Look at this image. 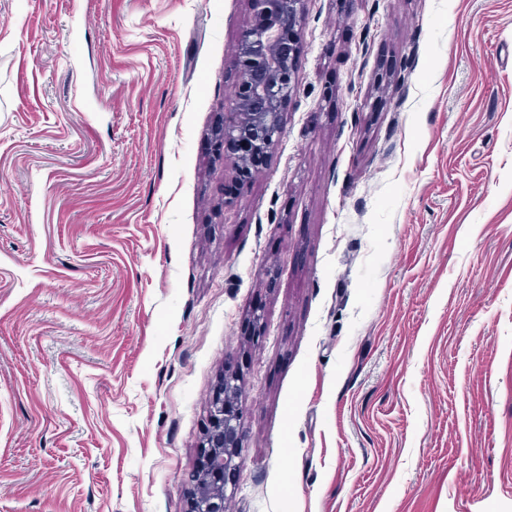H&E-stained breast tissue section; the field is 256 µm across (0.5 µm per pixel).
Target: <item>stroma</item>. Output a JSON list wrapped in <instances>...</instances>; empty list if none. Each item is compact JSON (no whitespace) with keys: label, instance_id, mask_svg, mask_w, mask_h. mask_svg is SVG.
<instances>
[{"label":"stroma","instance_id":"1","mask_svg":"<svg viewBox=\"0 0 512 512\" xmlns=\"http://www.w3.org/2000/svg\"><path fill=\"white\" fill-rule=\"evenodd\" d=\"M247 0H0V512H512V0H308L253 184ZM243 387L225 375L209 405L210 430L198 465L189 478L188 512H224L228 483L241 467L239 401Z\"/></svg>","mask_w":512,"mask_h":512}]
</instances>
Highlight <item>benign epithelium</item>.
I'll use <instances>...</instances> for the list:
<instances>
[{
	"label": "benign epithelium",
	"mask_w": 512,
	"mask_h": 512,
	"mask_svg": "<svg viewBox=\"0 0 512 512\" xmlns=\"http://www.w3.org/2000/svg\"><path fill=\"white\" fill-rule=\"evenodd\" d=\"M251 21L242 30L235 56L239 72L231 119L216 133L219 150L243 140L267 157L279 137L285 108L296 91L306 0H249ZM243 387L224 376L209 405L210 430L189 478L188 512H224L228 483L241 467L239 401Z\"/></svg>",
	"instance_id": "benign-epithelium-1"
}]
</instances>
